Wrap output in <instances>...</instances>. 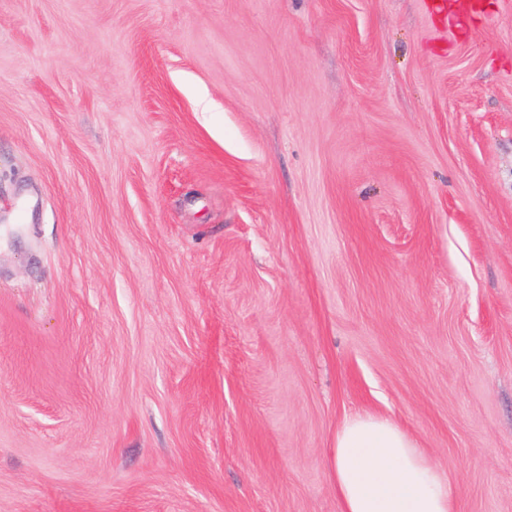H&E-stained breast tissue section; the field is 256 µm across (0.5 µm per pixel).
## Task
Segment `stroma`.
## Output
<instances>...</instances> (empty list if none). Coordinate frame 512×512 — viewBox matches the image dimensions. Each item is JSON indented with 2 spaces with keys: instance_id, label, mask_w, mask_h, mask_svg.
<instances>
[{
  "instance_id": "obj_1",
  "label": "stroma",
  "mask_w": 512,
  "mask_h": 512,
  "mask_svg": "<svg viewBox=\"0 0 512 512\" xmlns=\"http://www.w3.org/2000/svg\"><path fill=\"white\" fill-rule=\"evenodd\" d=\"M0 0V512H339L404 428L512 512V0Z\"/></svg>"
}]
</instances>
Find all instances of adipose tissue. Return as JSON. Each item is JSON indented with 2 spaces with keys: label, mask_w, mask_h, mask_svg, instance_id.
I'll return each mask as SVG.
<instances>
[{
  "label": "adipose tissue",
  "mask_w": 512,
  "mask_h": 512,
  "mask_svg": "<svg viewBox=\"0 0 512 512\" xmlns=\"http://www.w3.org/2000/svg\"><path fill=\"white\" fill-rule=\"evenodd\" d=\"M332 467L340 512H459L448 479L387 418L346 417L334 439Z\"/></svg>",
  "instance_id": "1"
}]
</instances>
